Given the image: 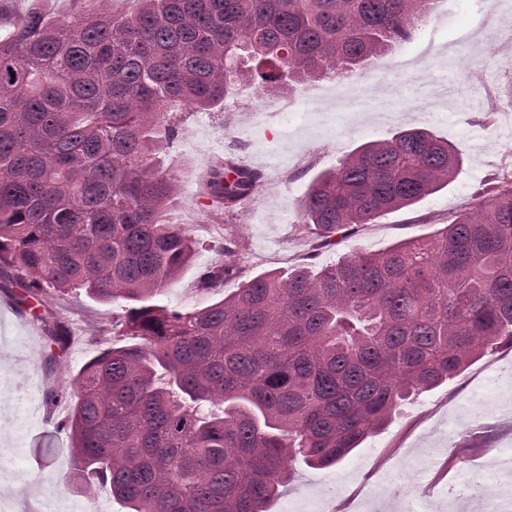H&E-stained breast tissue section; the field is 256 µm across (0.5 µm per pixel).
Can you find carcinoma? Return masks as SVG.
Listing matches in <instances>:
<instances>
[{
	"mask_svg": "<svg viewBox=\"0 0 512 512\" xmlns=\"http://www.w3.org/2000/svg\"><path fill=\"white\" fill-rule=\"evenodd\" d=\"M105 2L65 24L29 13L0 40V264L62 352L48 298L128 304L122 343L70 382L85 490L109 484L127 512H270L296 464L339 462L410 396L512 347V171L429 238L257 275L203 309L153 304L193 252L156 163L174 114L222 107L245 81L270 96L352 73L410 39L433 0H138L132 15ZM458 167L426 130L367 142L312 179L301 223L332 245ZM260 181L227 160L207 195L230 213ZM241 274L218 261L199 282Z\"/></svg>",
	"mask_w": 512,
	"mask_h": 512,
	"instance_id": "cac0c4a2",
	"label": "carcinoma"
}]
</instances>
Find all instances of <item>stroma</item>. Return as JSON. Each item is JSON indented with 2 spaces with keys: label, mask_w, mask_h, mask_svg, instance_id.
I'll return each instance as SVG.
<instances>
[{
  "label": "stroma",
  "mask_w": 512,
  "mask_h": 512,
  "mask_svg": "<svg viewBox=\"0 0 512 512\" xmlns=\"http://www.w3.org/2000/svg\"><path fill=\"white\" fill-rule=\"evenodd\" d=\"M84 0H0V37L13 21L37 11L60 23ZM470 0H436L411 39L346 80L324 77L293 85L266 104L257 88L241 86L230 109L178 113L179 137L163 153L177 179L169 218L194 242L181 277L155 301L180 310L206 307L233 295L243 278L268 271L321 268L354 250L380 252L406 239H423L469 212L478 196L512 157V138L502 130L503 113L492 104L471 105L479 77L469 69L471 41L485 50L512 48V20L489 21L493 38L483 39L465 20ZM425 128L448 141L461 159L454 181L417 204L395 210L373 224H359L323 245L300 223L299 201L311 179L336 167L362 144L398 131ZM262 175L256 190L224 216L206 196L210 169L224 159ZM235 240L233 257L243 277L208 291L200 274L220 261L214 249L225 234ZM23 290L14 271L0 270V503L9 512H125L108 486L90 492L66 487L74 471L71 440L58 424L71 399L47 406L49 392L66 385L115 334L119 305L77 291L56 296L49 307L66 327L65 353L53 355L41 323L17 307ZM512 458V347L481 357L441 386L410 397L388 424L335 466L296 465L295 477L271 512H405V477L423 473L417 492L423 512H459L453 485L489 471L495 484H512V473L494 469Z\"/></svg>",
  "instance_id": "35a3bbf8"
}]
</instances>
